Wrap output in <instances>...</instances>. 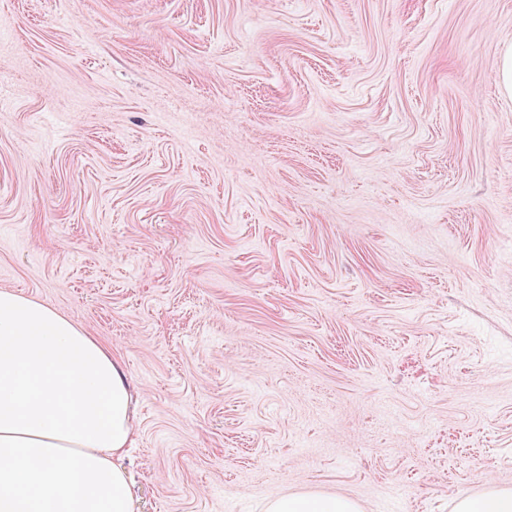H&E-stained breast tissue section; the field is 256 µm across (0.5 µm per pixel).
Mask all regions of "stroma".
<instances>
[{
    "label": "stroma",
    "instance_id": "35a3bbf8",
    "mask_svg": "<svg viewBox=\"0 0 512 512\" xmlns=\"http://www.w3.org/2000/svg\"><path fill=\"white\" fill-rule=\"evenodd\" d=\"M512 0H0V289L122 362L134 512L512 489ZM497 83L504 94L512 95V45H505L500 50Z\"/></svg>",
    "mask_w": 512,
    "mask_h": 512
}]
</instances>
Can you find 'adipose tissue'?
Instances as JSON below:
<instances>
[{"label":"adipose tissue","mask_w":512,"mask_h":512,"mask_svg":"<svg viewBox=\"0 0 512 512\" xmlns=\"http://www.w3.org/2000/svg\"><path fill=\"white\" fill-rule=\"evenodd\" d=\"M121 362L59 310L0 290V512H133L120 461L135 441ZM267 512H361L292 494Z\"/></svg>","instance_id":"1"}]
</instances>
